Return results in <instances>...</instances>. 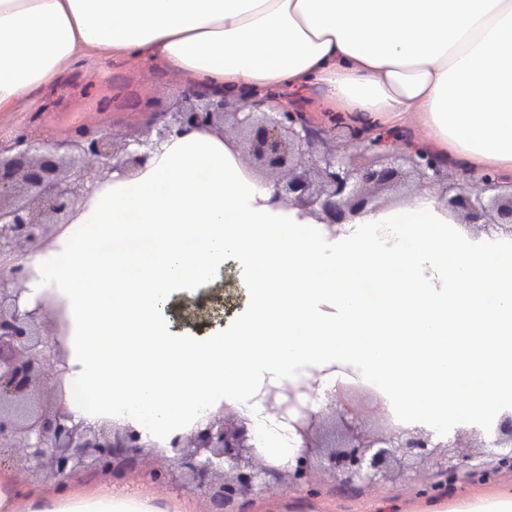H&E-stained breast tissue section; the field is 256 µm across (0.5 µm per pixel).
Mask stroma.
I'll return each mask as SVG.
<instances>
[{
  "label": "stroma",
  "instance_id": "obj_1",
  "mask_svg": "<svg viewBox=\"0 0 512 512\" xmlns=\"http://www.w3.org/2000/svg\"><path fill=\"white\" fill-rule=\"evenodd\" d=\"M73 77L92 84L94 95L72 92L68 82ZM188 84L186 77L151 63L127 61L98 67L80 61L57 84L55 107L47 112L38 104L34 111L39 114L42 137L49 140L63 136L79 123L97 125L119 136L144 121L143 114L134 107L137 99L153 98L166 107L180 98ZM104 99L112 102L105 111L100 108ZM490 487L512 488V465L501 464L494 450L469 459L452 478L424 462L413 468L404 467L395 481L375 487L345 486L330 477L319 481L313 493L302 487L277 486L266 497L251 502L247 512H368L369 506L376 503L418 497L464 498Z\"/></svg>",
  "mask_w": 512,
  "mask_h": 512
}]
</instances>
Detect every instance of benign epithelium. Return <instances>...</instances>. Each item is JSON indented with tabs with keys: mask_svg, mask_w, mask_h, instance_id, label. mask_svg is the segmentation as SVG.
Wrapping results in <instances>:
<instances>
[{
	"mask_svg": "<svg viewBox=\"0 0 512 512\" xmlns=\"http://www.w3.org/2000/svg\"><path fill=\"white\" fill-rule=\"evenodd\" d=\"M136 108L148 119L122 136L80 123L57 140L27 129L0 139V467L32 470L57 483L88 471L116 478L141 465L159 486L180 480L205 501L207 512H238L240 501L276 485L312 488L320 471L344 485H375L389 481L406 457L434 458L441 471L453 474L488 447L512 449V412L500 417L489 443L477 430L444 437L392 422L379 395L340 382L323 391L325 400L341 405L331 420L311 410L297 389L264 387L258 400L276 407L275 422L299 444L286 453L259 447L251 420L228 405L165 442L129 424L93 425L76 417L66 405L64 306L48 293L32 305L25 300L29 272L22 260L52 245L95 192L135 177L175 135L220 138L248 173L253 163L263 171L272 202L319 224L379 215L387 211L380 194L412 180L410 202L434 199L451 224L512 235V190L500 191L489 175L478 185L451 178L427 152L387 153L381 141L350 126L346 144L338 146L296 109L265 112L241 97L228 112L224 93L196 84L165 110L150 99ZM231 298L220 283L170 313L186 326L207 325L222 319ZM368 415L382 421L380 430L365 428ZM444 448L461 452L455 458Z\"/></svg>",
	"mask_w": 512,
	"mask_h": 512,
	"instance_id": "1",
	"label": "benign epithelium"
}]
</instances>
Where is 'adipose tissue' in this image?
I'll return each instance as SVG.
<instances>
[{"instance_id":"ef3b65f1","label":"adipose tissue","mask_w":512,"mask_h":512,"mask_svg":"<svg viewBox=\"0 0 512 512\" xmlns=\"http://www.w3.org/2000/svg\"><path fill=\"white\" fill-rule=\"evenodd\" d=\"M79 57L154 61L229 94L315 86L351 121L412 115L467 168L512 170V0H0V115ZM271 196L221 139L178 135L27 256L29 297L65 307L76 417L166 440L229 404L258 427L264 385L312 370L328 386L334 365L439 432L512 400V261L498 257L499 237L449 233L430 201L329 242ZM230 261L244 309L202 337L175 330L169 304L213 287ZM394 510L512 512V490ZM0 512L192 507L109 481L29 494L6 468Z\"/></svg>"}]
</instances>
